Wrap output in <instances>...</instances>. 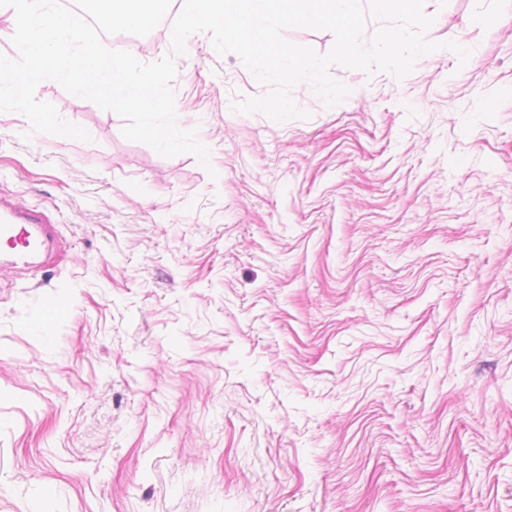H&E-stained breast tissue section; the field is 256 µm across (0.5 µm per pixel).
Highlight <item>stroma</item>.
Listing matches in <instances>:
<instances>
[{
    "mask_svg": "<svg viewBox=\"0 0 512 512\" xmlns=\"http://www.w3.org/2000/svg\"><path fill=\"white\" fill-rule=\"evenodd\" d=\"M424 12L410 75L282 123L191 35L208 170L51 80L90 140L0 112V200L54 228L0 242V512H512V0Z\"/></svg>",
    "mask_w": 512,
    "mask_h": 512,
    "instance_id": "stroma-1",
    "label": "stroma"
}]
</instances>
